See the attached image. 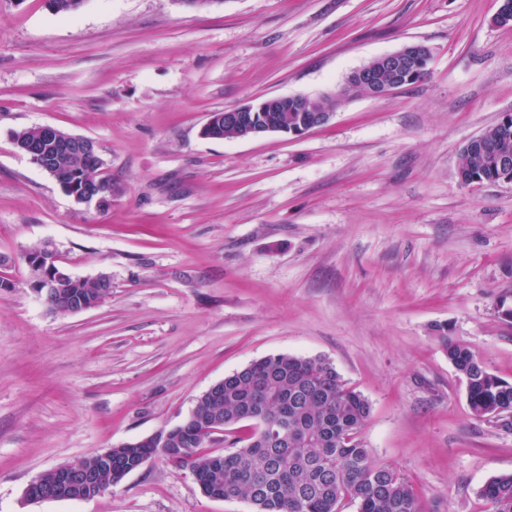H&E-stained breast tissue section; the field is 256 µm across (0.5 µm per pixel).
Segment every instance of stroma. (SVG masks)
Here are the masks:
<instances>
[{
  "mask_svg": "<svg viewBox=\"0 0 512 512\" xmlns=\"http://www.w3.org/2000/svg\"><path fill=\"white\" fill-rule=\"evenodd\" d=\"M501 0H0V512H255L157 459L105 495L24 502L42 472L181 423L225 376L321 356L371 404L375 457L425 512H491L512 413L475 418L441 331L512 381V182L459 154L512 113ZM421 43L427 76L346 97L354 70ZM330 94L300 138L206 139L211 113ZM93 139L112 205L77 202L14 131ZM54 244L112 295L50 311L21 257ZM457 175L462 176L466 185L497 182L494 158L481 150H473L469 141L460 154Z\"/></svg>",
  "mask_w": 512,
  "mask_h": 512,
  "instance_id": "stroma-1",
  "label": "stroma"
}]
</instances>
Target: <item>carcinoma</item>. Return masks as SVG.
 <instances>
[{
    "label": "carcinoma",
    "mask_w": 512,
    "mask_h": 512,
    "mask_svg": "<svg viewBox=\"0 0 512 512\" xmlns=\"http://www.w3.org/2000/svg\"><path fill=\"white\" fill-rule=\"evenodd\" d=\"M376 79L397 89L423 80L427 67L394 82L374 61ZM268 121L293 125L302 112H266ZM457 175L466 184L497 182L494 158L471 145L463 147ZM85 180L89 187L112 185L93 157L58 180L65 186ZM448 360L463 378L473 416L512 412V382L484 366L464 342L445 337ZM371 412L369 401L346 385L333 364L322 357L288 354L256 360L224 377L206 398L198 399L189 420L193 431L179 456L147 448L150 458L186 468L211 496L244 498L255 512H340L344 502L357 512H422L411 484L390 464L377 460L360 433ZM279 421L273 441L260 438L261 422ZM246 423L249 432L229 450L213 447L218 435ZM224 452L221 459L215 458ZM493 512H512V474L490 478L480 490Z\"/></svg>",
    "instance_id": "1"
}]
</instances>
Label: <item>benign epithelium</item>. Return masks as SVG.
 Segmentation results:
<instances>
[{"label":"benign epithelium","mask_w":512,"mask_h":512,"mask_svg":"<svg viewBox=\"0 0 512 512\" xmlns=\"http://www.w3.org/2000/svg\"><path fill=\"white\" fill-rule=\"evenodd\" d=\"M424 53L416 44H409L402 49L382 55L379 61L401 77L409 74L419 66ZM371 66L365 65L357 69L352 82L345 86L343 93L353 94L361 89L367 90L371 97H383L390 92V87L373 81ZM305 105L294 96H274L262 99L256 103L244 104L222 112H214L201 128L203 137H210L222 128H232L238 138H256L271 134L302 137L313 129L327 125L334 115L331 108L312 111L305 123L298 127L286 124L272 125L257 118L259 112H296L304 111ZM41 135L65 142L82 154L98 155V147L94 140L71 135L52 125L39 126ZM17 148L28 155L42 171L54 177L58 174L57 162L49 155L37 156L33 151L22 144ZM74 199L83 204L95 205L102 208L109 204L112 197L110 190L91 192L87 189L72 192ZM28 277L31 286L38 297L49 294L59 296L64 313L76 314L94 309L102 304V300H87L84 297H75L68 290V282L73 276L65 269L52 244L48 241L38 247L37 258L27 265ZM97 463L84 466H57L31 481L23 492L24 500L32 498L38 501L61 500L68 494L73 500H89L101 496L120 484L128 475L141 470L150 464V459L131 458L127 463L111 474V480L103 483L99 479L101 469H112V452L107 449L96 454Z\"/></svg>","instance_id":"7a95c632"}]
</instances>
